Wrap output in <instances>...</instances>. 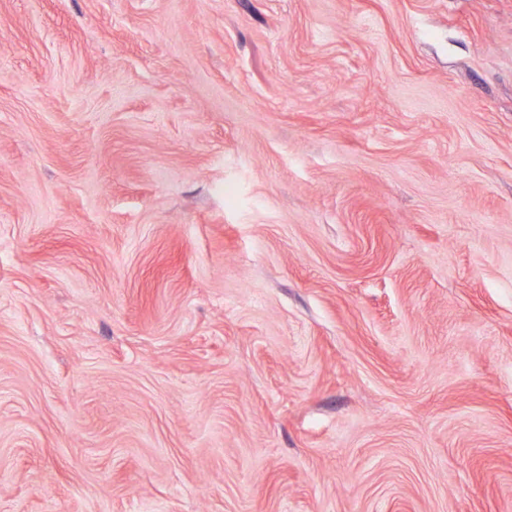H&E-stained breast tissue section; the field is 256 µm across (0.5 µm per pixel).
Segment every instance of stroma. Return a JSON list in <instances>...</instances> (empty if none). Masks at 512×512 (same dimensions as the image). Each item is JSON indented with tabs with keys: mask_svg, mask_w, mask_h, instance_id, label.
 Returning a JSON list of instances; mask_svg holds the SVG:
<instances>
[{
	"mask_svg": "<svg viewBox=\"0 0 512 512\" xmlns=\"http://www.w3.org/2000/svg\"><path fill=\"white\" fill-rule=\"evenodd\" d=\"M0 512H512V0H0Z\"/></svg>",
	"mask_w": 512,
	"mask_h": 512,
	"instance_id": "35a3bbf8",
	"label": "stroma"
}]
</instances>
